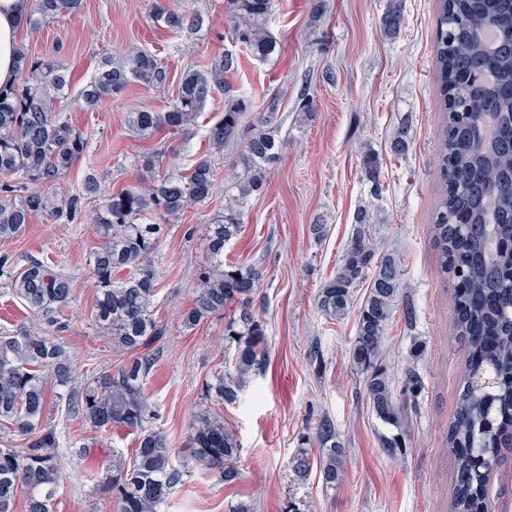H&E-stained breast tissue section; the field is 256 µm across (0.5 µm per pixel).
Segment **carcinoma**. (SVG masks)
Instances as JSON below:
<instances>
[{
    "label": "carcinoma",
    "instance_id": "1",
    "mask_svg": "<svg viewBox=\"0 0 512 512\" xmlns=\"http://www.w3.org/2000/svg\"><path fill=\"white\" fill-rule=\"evenodd\" d=\"M232 23V39L259 60L279 51L269 29L274 0H224ZM82 0H32L26 24L38 28L47 19L80 10ZM155 17L167 27L202 24L198 14L187 17L156 4ZM436 80L444 113L439 177L443 194L432 224L440 268L454 281V320L467 340L465 386L454 420L448 428V447L454 457V493L450 512H489L486 493L490 468L501 442L512 433V141L488 136L473 124L468 112L479 106L493 125L512 129V0H440L436 29ZM239 57L226 53L201 69H187L179 79L174 103L165 112L133 111L128 126L144 139L165 131H182L195 124L216 88L228 94L223 115L206 133L210 149L242 139L243 173L224 187V211L207 225L205 242L210 264L198 275L194 306L183 314L187 327L231 304L238 314L224 325V340L234 346L235 362L215 377L208 392L220 404L239 399L244 378L267 366L266 325L253 312L260 285L259 272L224 262V247L243 228L247 198L262 189L265 174L280 159L275 139L276 106L260 118L251 136L244 135L245 99L231 94L224 74L236 70ZM19 79L0 88V175L12 180L0 185V242L15 237L33 215L55 212L49 193L60 191L62 176L85 152L87 141L68 120L56 115L54 104L68 87L65 66L21 52ZM167 69L147 51L104 61L102 70L82 90L85 106L122 94L131 83L163 87ZM364 172L379 189V162L364 158ZM44 190L31 192L27 185ZM217 188V171L208 158L190 172L154 178L148 188L126 187L104 200L96 218L102 244L92 252L89 266L95 283L92 318L107 330L112 344L133 352L164 335L154 316L157 271L154 255L165 224L194 204L209 199ZM155 212L159 221L143 222ZM375 216L367 208L354 215V228L336 275L320 290L318 305L330 316L344 313L352 289L371 277L361 307L357 335L350 349L354 367L364 375L377 418L397 428L405 405L415 402L421 379L406 373L401 395H395L387 369L379 364L380 346L398 295V261L380 255L367 237ZM123 272L125 277L118 278ZM12 293L48 326L72 298L71 281L48 263L32 259L10 273ZM156 362L138 355L117 372L92 373L73 385L71 357L66 346L44 330L19 329L0 336V427L14 428L25 437L20 448H0V512H13L21 488L29 490L27 512H53L60 480L53 429L42 424L49 402L48 384L66 391L68 407L93 428H114L137 435L132 461L112 466L110 491L117 512H157L158 506L182 484L196 466L217 472L230 486L239 479L235 466L239 444L224 427L223 413L209 411L197 421L182 448H172L164 433L149 424L154 418L144 386ZM491 370L492 388L475 382ZM305 440L321 448L323 482L334 486L343 479V449L334 425L320 420ZM382 448L391 456L407 450L406 438L386 436ZM296 477L310 470L305 449L290 461Z\"/></svg>",
    "mask_w": 512,
    "mask_h": 512
}]
</instances>
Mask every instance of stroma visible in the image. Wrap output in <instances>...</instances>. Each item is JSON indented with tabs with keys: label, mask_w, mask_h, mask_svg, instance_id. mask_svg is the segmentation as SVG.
Here are the masks:
<instances>
[{
	"label": "stroma",
	"mask_w": 512,
	"mask_h": 512,
	"mask_svg": "<svg viewBox=\"0 0 512 512\" xmlns=\"http://www.w3.org/2000/svg\"><path fill=\"white\" fill-rule=\"evenodd\" d=\"M153 0H84L81 13L22 26L19 41L31 55L66 66L71 84L56 104L85 136V154L64 175L79 194L76 211L34 215L13 239L0 243L7 272L0 276V332L36 323L12 294L7 273L36 258L52 262L71 281L73 295L59 336L73 363L74 380L92 372L116 371L128 358L93 322L94 288L88 266L100 246L93 223L105 196L138 185L139 160L154 144L131 132V110L166 111L176 82L188 67L235 51L224 0H165L167 7L201 14V28L173 30L151 18ZM312 0H274L269 27L281 44L266 61L241 60L227 81L247 100L250 116L276 105L280 161L266 173L262 191L244 208L243 232L224 248L225 262L255 267L262 275L254 310L267 328L268 363L249 377L239 401L224 410V425L241 450L234 486L214 470L194 469L159 512H448L454 460L447 448L467 346L453 323L454 288L439 272L430 233L442 196L438 176L443 111L435 81L438 0H325L320 21ZM399 7L402 24L387 36L382 20ZM140 47L170 73L162 88L132 84L121 97L104 98L85 110L82 88L104 59ZM307 93L313 116L298 121L295 106ZM226 105L223 89L208 98L195 127L165 137L163 171L187 172L206 155V130ZM406 129L408 149L395 154L391 140ZM376 155L381 190L371 195L363 159ZM378 215L370 230L378 253L396 254L401 290L387 326L381 361L395 384L408 369L422 378V391L409 410L407 451L387 456L380 446L384 427L366 393L364 377L349 359L367 284L339 318L324 316L317 298L340 265L358 207ZM224 209V192L189 208L170 224L157 248L155 317L165 333L152 346L157 361L146 394L156 406L155 422L172 447H182L198 415L215 400L206 385L231 360L224 340L227 314L186 328L182 314L192 304L197 275L209 261L204 232ZM324 227L315 237L310 227ZM331 420L345 448L344 478L324 487L318 448L311 471L295 480L290 459L320 418ZM44 423L55 430L61 482L55 512H116L108 486L112 457H130L136 436L124 429L103 434L50 398ZM491 512H512V447L503 449L489 474Z\"/></svg>",
	"instance_id": "1"
}]
</instances>
